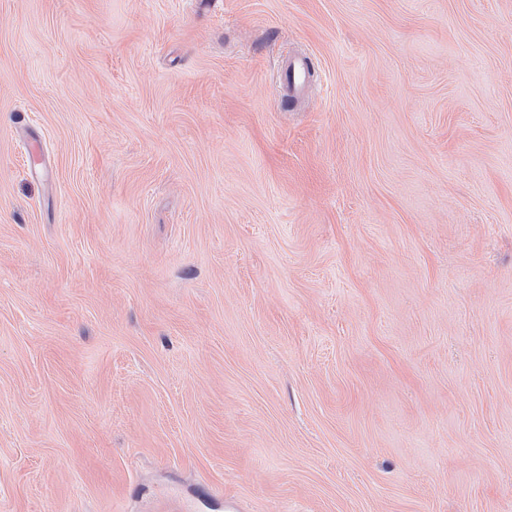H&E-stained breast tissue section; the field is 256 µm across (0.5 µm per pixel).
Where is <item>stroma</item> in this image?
Returning <instances> with one entry per match:
<instances>
[{
  "instance_id": "obj_1",
  "label": "stroma",
  "mask_w": 512,
  "mask_h": 512,
  "mask_svg": "<svg viewBox=\"0 0 512 512\" xmlns=\"http://www.w3.org/2000/svg\"><path fill=\"white\" fill-rule=\"evenodd\" d=\"M0 512H512V0H0ZM283 80L292 93H298L307 84V65L299 59H292L283 68Z\"/></svg>"
}]
</instances>
